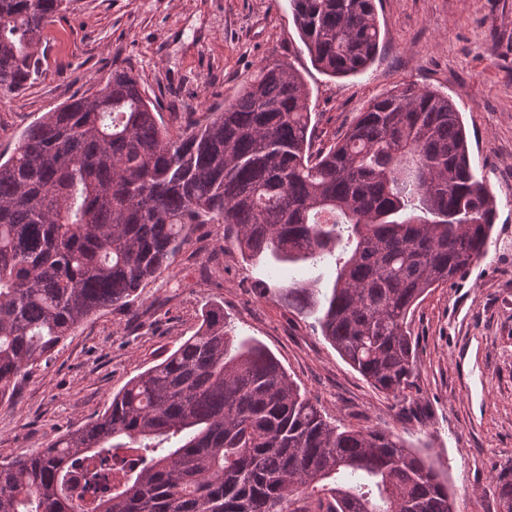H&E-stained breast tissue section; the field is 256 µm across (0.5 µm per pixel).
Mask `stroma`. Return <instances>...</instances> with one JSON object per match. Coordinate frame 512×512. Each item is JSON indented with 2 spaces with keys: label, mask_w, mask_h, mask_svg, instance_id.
Instances as JSON below:
<instances>
[{
  "label": "stroma",
  "mask_w": 512,
  "mask_h": 512,
  "mask_svg": "<svg viewBox=\"0 0 512 512\" xmlns=\"http://www.w3.org/2000/svg\"><path fill=\"white\" fill-rule=\"evenodd\" d=\"M381 42L363 72L332 77L313 66L290 0H67L44 33L40 70L0 93V153L45 112L91 94L112 70L132 72L171 131L199 106L237 96L262 63L292 65L310 90L313 144L329 145L358 112L406 85L451 97L475 172L497 201L486 256L429 293L410 318L413 386L375 390L291 312L278 287L331 266H271L225 249L203 224L171 266L123 308L79 325L0 402V462L29 453L104 412L133 377L197 330L223 304L233 333L260 340L328 415L399 435L431 461L458 512H499L492 480L512 466V0H374Z\"/></svg>",
  "instance_id": "stroma-1"
}]
</instances>
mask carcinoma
I'll use <instances>...</instances> for the list:
<instances>
[{"label":"carcinoma","instance_id":"carcinoma-1","mask_svg":"<svg viewBox=\"0 0 512 512\" xmlns=\"http://www.w3.org/2000/svg\"><path fill=\"white\" fill-rule=\"evenodd\" d=\"M64 0H0V89L37 72ZM313 65L365 70L380 46L374 0H292ZM310 93L266 64L224 107L173 135L135 77L42 115L0 156V400L81 323L125 307L199 224L224 225L248 261L335 277L279 288L288 308L376 390L412 385L409 315L483 257L497 201L477 179L454 101L408 87L373 99L313 149ZM457 512L434 466L377 428L338 425L259 341L228 333L224 306L132 378L109 407L46 447L0 463V512ZM512 503V468L494 478Z\"/></svg>","mask_w":512,"mask_h":512}]
</instances>
